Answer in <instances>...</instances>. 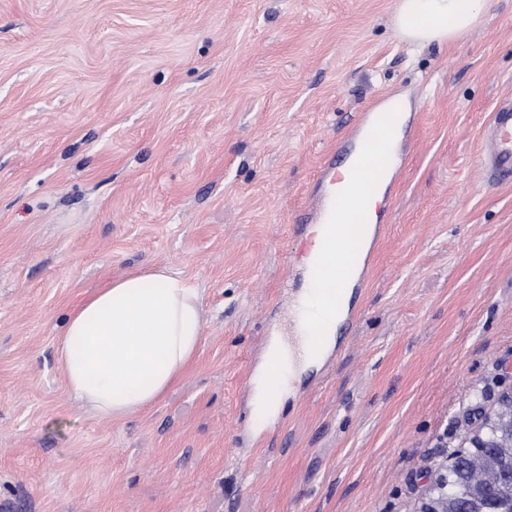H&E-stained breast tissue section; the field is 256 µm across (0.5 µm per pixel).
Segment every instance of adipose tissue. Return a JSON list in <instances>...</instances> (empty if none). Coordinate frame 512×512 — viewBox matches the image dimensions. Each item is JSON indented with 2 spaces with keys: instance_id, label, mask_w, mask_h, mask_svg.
I'll return each instance as SVG.
<instances>
[{
  "instance_id": "adipose-tissue-1",
  "label": "adipose tissue",
  "mask_w": 512,
  "mask_h": 512,
  "mask_svg": "<svg viewBox=\"0 0 512 512\" xmlns=\"http://www.w3.org/2000/svg\"><path fill=\"white\" fill-rule=\"evenodd\" d=\"M488 0H400L396 23L410 43L452 42ZM202 336L197 288L168 268L112 281L70 313L58 354L76 399L104 418L127 416L156 403L192 361ZM287 342L267 350L270 375L255 403L275 413L292 373Z\"/></svg>"
}]
</instances>
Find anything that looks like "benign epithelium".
Here are the masks:
<instances>
[{
	"label": "benign epithelium",
	"mask_w": 512,
	"mask_h": 512,
	"mask_svg": "<svg viewBox=\"0 0 512 512\" xmlns=\"http://www.w3.org/2000/svg\"><path fill=\"white\" fill-rule=\"evenodd\" d=\"M502 408L485 416L481 430L469 440L471 449L455 451L439 475L425 489L419 512H485L482 507L484 482L505 481L512 486V393L503 396ZM470 465L472 478L462 496L448 495V474L459 463Z\"/></svg>",
	"instance_id": "7a95c632"
}]
</instances>
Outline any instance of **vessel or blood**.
<instances>
[{
    "label": "vessel or blood",
    "mask_w": 512,
    "mask_h": 512,
    "mask_svg": "<svg viewBox=\"0 0 512 512\" xmlns=\"http://www.w3.org/2000/svg\"><path fill=\"white\" fill-rule=\"evenodd\" d=\"M390 123L383 101H376L362 113L352 134L360 144L359 155H348L340 163L323 167L319 173L321 182L332 185L343 180L351 188L362 183L367 194H375L381 172L391 165L386 156L387 145L393 138ZM477 167L490 182L512 181L511 96L496 103L482 128ZM306 221L310 224L342 222L352 227L346 236L327 240L323 265L306 271L308 279L318 290L335 293L337 320L350 323L355 317L353 302L362 290L364 275L372 264L384 227L366 223L360 205L348 203L344 198L335 201L327 195L315 197L308 208Z\"/></svg>",
    "instance_id": "vessel-or-blood-1"
}]
</instances>
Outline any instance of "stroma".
Returning <instances> with one entry per match:
<instances>
[{"label":"stroma","mask_w":512,"mask_h":512,"mask_svg":"<svg viewBox=\"0 0 512 512\" xmlns=\"http://www.w3.org/2000/svg\"><path fill=\"white\" fill-rule=\"evenodd\" d=\"M398 0H0V502L13 512H418L512 391V182L479 133L512 96V0L407 45ZM398 180L345 349L250 395L308 285L297 224L381 95ZM166 266L203 336L153 406L104 419L57 357L70 312Z\"/></svg>","instance_id":"35a3bbf8"}]
</instances>
